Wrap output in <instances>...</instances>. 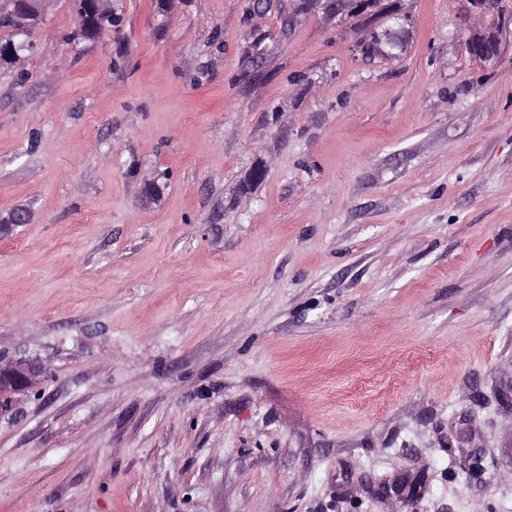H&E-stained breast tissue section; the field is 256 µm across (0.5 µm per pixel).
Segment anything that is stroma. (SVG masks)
<instances>
[{
	"mask_svg": "<svg viewBox=\"0 0 512 512\" xmlns=\"http://www.w3.org/2000/svg\"><path fill=\"white\" fill-rule=\"evenodd\" d=\"M299 2L52 0L0 66V512H512V0L486 65ZM39 369L29 363L3 364L0 361V398L6 394L26 392L35 383Z\"/></svg>",
	"mask_w": 512,
	"mask_h": 512,
	"instance_id": "35a3bbf8",
	"label": "stroma"
}]
</instances>
